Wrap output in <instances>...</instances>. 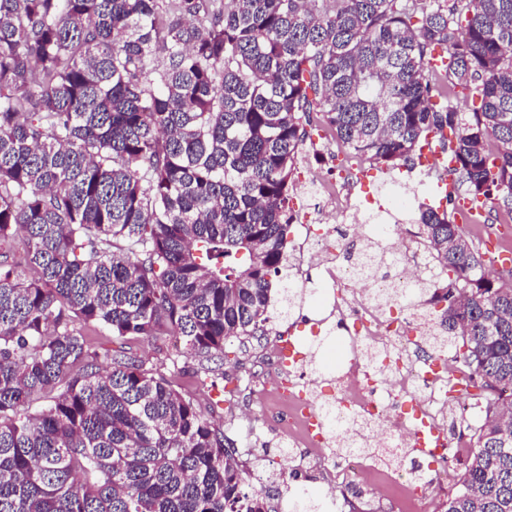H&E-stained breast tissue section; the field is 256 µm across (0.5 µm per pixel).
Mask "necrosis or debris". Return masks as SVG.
Returning <instances> with one entry per match:
<instances>
[{"label": "necrosis or debris", "mask_w": 512, "mask_h": 512, "mask_svg": "<svg viewBox=\"0 0 512 512\" xmlns=\"http://www.w3.org/2000/svg\"><path fill=\"white\" fill-rule=\"evenodd\" d=\"M299 185L306 204L292 247L293 270L295 276H305L304 264L310 260L322 271V309L336 322L324 328L327 341L320 356L329 360L336 387L330 397H321L317 378L304 371L307 354L285 363L277 340L263 360L272 381L248 378L243 388L255 407L281 408V441L329 475L332 491L323 499L327 512H336L338 496L347 486L371 483L379 485L383 496L363 512H412L419 491L445 489L454 473L449 458L463 457L481 422V408L467 392L448 397V381L458 375L455 357L438 354V370L424 369L435 327L417 324L410 306L390 295L391 289L411 288L415 280L436 278L438 268L403 220L380 225L375 233L347 235V225L373 221L372 202L354 197L349 182L337 181L332 171L305 168ZM375 243L402 253L403 259L379 267L372 276H360L354 257ZM417 413L443 433L454 452L438 455L437 465L414 483L402 471L373 461L367 450L412 447ZM353 415L371 427L366 446L336 457L335 427Z\"/></svg>", "instance_id": "obj_1"}]
</instances>
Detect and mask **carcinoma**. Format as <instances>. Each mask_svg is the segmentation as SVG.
I'll use <instances>...</instances> for the list:
<instances>
[{"instance_id": "carcinoma-1", "label": "carcinoma", "mask_w": 512, "mask_h": 512, "mask_svg": "<svg viewBox=\"0 0 512 512\" xmlns=\"http://www.w3.org/2000/svg\"><path fill=\"white\" fill-rule=\"evenodd\" d=\"M438 49L472 111L439 101ZM315 115L392 168L446 142L448 203L511 210L512 0H0V512H271L191 396L87 332L213 362L294 313L289 189ZM415 223L441 273L416 289L432 349L485 394L440 512H512V282L447 211Z\"/></svg>"}]
</instances>
